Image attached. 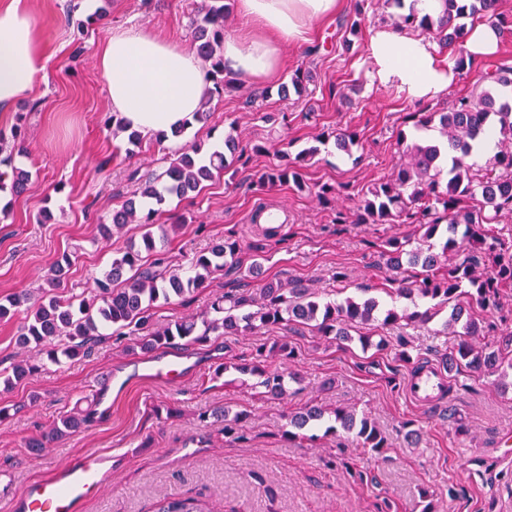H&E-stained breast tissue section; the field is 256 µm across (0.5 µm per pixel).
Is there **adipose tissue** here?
Returning a JSON list of instances; mask_svg holds the SVG:
<instances>
[{
  "mask_svg": "<svg viewBox=\"0 0 512 512\" xmlns=\"http://www.w3.org/2000/svg\"><path fill=\"white\" fill-rule=\"evenodd\" d=\"M252 24L224 40V63L244 78H273L287 45L306 41L311 25L335 14L338 0H237ZM371 77L413 99L443 95L452 63L406 28L378 30L369 42ZM46 55L28 0H0V112L28 98ZM109 106L129 128L158 136L189 122L209 87L208 65L194 51L143 26L112 32L98 54Z\"/></svg>",
  "mask_w": 512,
  "mask_h": 512,
  "instance_id": "ef3b65f1",
  "label": "adipose tissue"
}]
</instances>
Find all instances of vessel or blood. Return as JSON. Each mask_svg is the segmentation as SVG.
Masks as SVG:
<instances>
[{"mask_svg": "<svg viewBox=\"0 0 512 512\" xmlns=\"http://www.w3.org/2000/svg\"><path fill=\"white\" fill-rule=\"evenodd\" d=\"M447 377L440 367L426 366L407 381L411 401L426 406L444 405ZM105 481L102 460L96 455L71 458L49 478L32 483L21 494L19 512H79L81 503Z\"/></svg>", "mask_w": 512, "mask_h": 512, "instance_id": "vessel-or-blood-1", "label": "vessel or blood"}]
</instances>
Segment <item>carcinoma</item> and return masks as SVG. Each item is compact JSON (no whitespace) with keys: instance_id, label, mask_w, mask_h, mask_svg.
Segmentation results:
<instances>
[{"instance_id":"1","label":"carcinoma","mask_w":512,"mask_h":512,"mask_svg":"<svg viewBox=\"0 0 512 512\" xmlns=\"http://www.w3.org/2000/svg\"><path fill=\"white\" fill-rule=\"evenodd\" d=\"M500 0H444V9L437 17L416 14L397 16L395 25L418 27L435 35L440 48L455 56V69L470 70L465 62L462 43L467 18H488L499 26V35L512 30L499 12ZM231 4L224 0H204L192 18L191 31L198 55L210 62L209 79L213 88L207 91L202 108L194 122L205 123L210 117L207 106L213 97L240 88L239 79L230 76L224 66V18ZM416 130L438 126L443 141L423 138L407 139L399 132L403 146L402 161L390 176L356 194L353 211L336 208V194L349 190V185L323 184L314 192L318 205L327 210L332 224H414L415 234L374 242L380 264L393 273L389 282L399 285V292L418 294L434 305L424 311L381 309L379 302L368 298L358 302L352 298L340 304L323 302L312 296L308 283L300 278L288 282L260 279L261 260L268 241L278 229L265 230L263 238L251 243L249 256L243 258L239 242L230 237L215 239L207 250L192 259V275L183 276L169 265L167 242L177 224H156L162 207L176 198L185 200L198 194L214 173L226 170V155H243L233 135L224 137V150L202 151L198 143L185 144L168 156L169 165L160 173L140 176L138 170L128 179L136 189L122 204L112 209L108 223L99 225L103 238L128 224L147 227L140 244L129 242L112 257L101 274L93 277L92 289L78 299L57 294L71 256L56 261L47 288L40 299L22 290L0 302V320L13 317L25 308L26 317L20 326L16 343L21 348L34 346L54 364L87 357L95 345L111 336V331L143 330L149 327L151 311L159 302L191 295L210 284L214 275L237 274L242 279L258 282L256 288H232L218 298L213 316L201 321L177 320L138 340L146 352L173 345L180 340L191 345L207 340L215 333L229 336L255 332L269 326H284L296 332L310 329L338 341L352 339L350 329L357 324L381 321L394 325L401 321L427 324L443 308L448 316L440 335L452 334L459 342L448 353V366L463 371L495 377L503 390L512 388V330L497 329L489 318L502 312L505 294L512 291V233L505 235L498 225L512 219V58L501 60L496 68L480 77L478 89L458 96L444 112H415L409 116ZM112 135L126 134L128 143L138 146L141 133L126 132L120 120L108 119ZM498 131L499 150L492 165L473 169L465 162L478 140ZM336 147L349 151L358 141L350 128L335 131ZM317 148L300 151L295 157L283 154L282 163L261 173L255 186L263 189L276 185H294L306 189L302 170ZM25 154L20 128L14 127L12 140L0 131V194L20 197L26 193L31 171L16 163ZM158 226L159 235L151 227ZM465 254L461 261L456 260ZM474 336H486L487 342L477 348L470 343ZM263 348L256 350L254 361L227 364L218 368L222 374L232 368L252 378L251 388L261 397L280 399L288 395V383L300 379L289 373H270L265 369ZM3 376L9 387L28 378L37 367L18 361ZM326 409L311 400L288 415L289 441L312 440L310 430L325 421L330 430H342L353 437L363 451L385 457L389 448L380 427L368 415L353 408L336 407L331 417ZM210 417L224 422V434L240 437L243 412L230 413L220 407ZM90 422V414L70 412L61 415L53 425L31 437L26 447L39 456L58 440L80 432ZM157 512H204L189 499L165 497Z\"/></svg>"}]
</instances>
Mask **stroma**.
<instances>
[{
  "label": "stroma",
  "instance_id": "obj_1",
  "mask_svg": "<svg viewBox=\"0 0 512 512\" xmlns=\"http://www.w3.org/2000/svg\"><path fill=\"white\" fill-rule=\"evenodd\" d=\"M201 0H29L48 57L36 78L39 107L22 102L27 115L28 148L22 164L31 170L27 192L0 213V301L14 292L43 287L53 263L74 254L66 272L64 295L86 292L89 279L109 266L113 254L144 229L129 225L111 241L99 235L112 208L134 190L130 170L140 174L160 169L174 150L144 136L141 148L126 155V140L104 125L111 109L106 83L97 68L102 41L113 31L137 24L191 46L190 22ZM101 19L85 32L78 23L93 14ZM385 0H340L333 16L315 24L306 43L290 45L283 70L266 81L242 79L238 91L214 98L207 124H193L183 142L208 143L213 132L232 134L250 147L248 162L231 161L227 173L207 182L191 200H171L159 215L168 223L178 214L182 227L170 236L173 265L188 270L194 254L211 240L233 237L245 243L258 239L250 221L253 209H283L288 222L279 242L270 246L265 264L269 277L309 280L322 301L341 302L362 294L387 308L427 307L418 295L385 292L386 270L377 268L371 241L413 230L409 224H346L334 226L317 205L313 187L322 183L365 188L387 176L402 159L399 131H411L412 112H439L471 90L479 76L499 59L512 57V38L502 39L494 55L459 74L444 97L430 102L408 99L395 87L373 82L367 56L378 29L394 24ZM359 21L357 35L347 22ZM312 78L304 96H282L281 88L296 68ZM265 99L252 101L255 92ZM351 127L358 144L340 152L334 143L317 144L321 131ZM256 144L263 153H253ZM317 146L305 170L306 190L292 186L258 192L252 182L280 161V150L297 154ZM113 155L109 178L96 173L98 161ZM53 214L41 221L43 210ZM207 225L198 234L197 225ZM345 271L336 281V271ZM236 276L215 279L187 299L157 306L150 321L160 327L206 311L212 298L237 287ZM440 320L425 326H360L358 339L336 343L310 332L285 333L274 326L256 334L213 336L185 349H170L183 372L175 383L145 373L151 355L134 348L131 336H114L91 356L55 365L37 349L16 346L18 319L0 321V365L27 359L38 371L12 387L0 385V512H12L24 488L49 477L78 454H98L112 463L105 487L91 496L82 512H154L163 496L191 498L209 512H413L419 487L430 489L442 512H512V458L494 446L499 430L512 429V391H501L487 379L461 386L449 383L448 406L435 411L415 406L406 394V380L415 366L437 363L455 337L439 335ZM289 340L293 360L268 358V371H295L302 381L290 385L285 399L262 401L236 374L220 373L222 365L251 362L260 346ZM410 361H402L400 351ZM111 377L109 387L99 380ZM95 400L94 418L82 432L41 456L28 453L27 438L59 415ZM330 408L356 407L380 427L390 447L385 461L364 454L344 433L317 432L315 439L295 443L284 438L288 415L310 400ZM222 406L247 411L243 437L225 436L220 422L206 411ZM177 410V417L166 414ZM412 423L417 439L406 436ZM367 473L359 481L346 463Z\"/></svg>",
  "mask_w": 512,
  "mask_h": 512
}]
</instances>
